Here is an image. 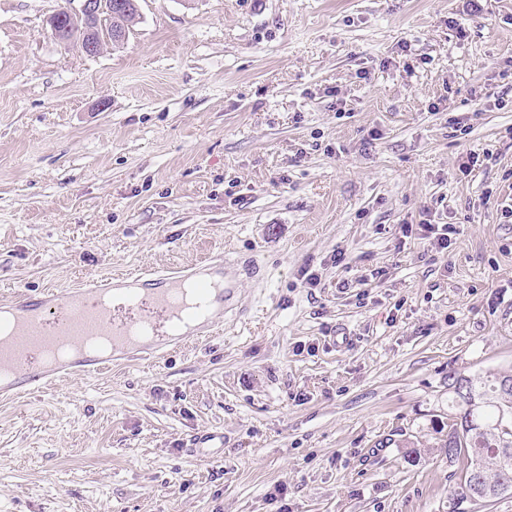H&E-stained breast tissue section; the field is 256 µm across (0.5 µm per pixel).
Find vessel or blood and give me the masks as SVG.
<instances>
[{
	"label": "vessel or blood",
	"instance_id": "vessel-or-blood-1",
	"mask_svg": "<svg viewBox=\"0 0 512 512\" xmlns=\"http://www.w3.org/2000/svg\"><path fill=\"white\" fill-rule=\"evenodd\" d=\"M116 291L122 306L104 311L94 305L97 295ZM236 298V284L225 279L220 257L173 273L140 269L118 280L90 278L35 294L17 290L8 303L16 332L0 342V369L9 373L0 395L32 394L60 380L107 372L119 361L182 348L212 335L215 320L235 311ZM93 334L111 337V355L43 362V351L55 342L78 345Z\"/></svg>",
	"mask_w": 512,
	"mask_h": 512
}]
</instances>
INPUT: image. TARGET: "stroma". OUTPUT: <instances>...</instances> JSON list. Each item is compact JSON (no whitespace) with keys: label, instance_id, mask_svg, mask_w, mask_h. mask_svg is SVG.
I'll list each match as a JSON object with an SVG mask.
<instances>
[{"label":"stroma","instance_id":"35a3bbf8","mask_svg":"<svg viewBox=\"0 0 512 512\" xmlns=\"http://www.w3.org/2000/svg\"><path fill=\"white\" fill-rule=\"evenodd\" d=\"M67 5L0 0V303L220 254L246 314L0 399V512H448V375L512 373V0H138L96 56Z\"/></svg>","mask_w":512,"mask_h":512}]
</instances>
